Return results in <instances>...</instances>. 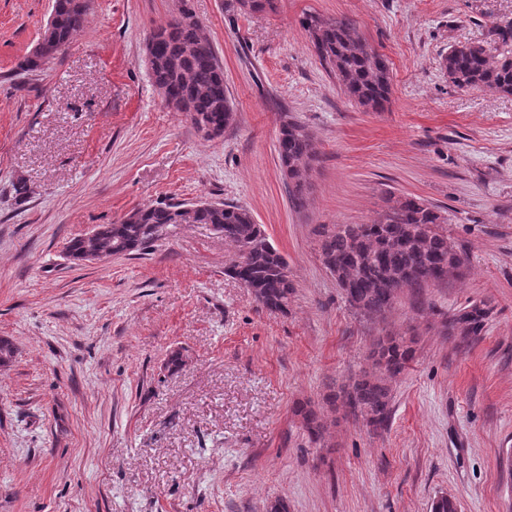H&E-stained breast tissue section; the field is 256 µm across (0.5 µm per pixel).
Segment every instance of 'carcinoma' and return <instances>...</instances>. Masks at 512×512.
<instances>
[{
  "label": "carcinoma",
  "instance_id": "carcinoma-1",
  "mask_svg": "<svg viewBox=\"0 0 512 512\" xmlns=\"http://www.w3.org/2000/svg\"><path fill=\"white\" fill-rule=\"evenodd\" d=\"M91 0H54L53 18L39 41L61 52L79 31ZM170 21L151 34L154 85L173 99L172 111L190 118L196 129L203 125L226 128L233 121L232 103L224 90V67L189 0H177ZM242 14L272 12L277 0H236ZM318 57L343 92L367 112H382L390 100L391 71L387 58L360 36L347 17L329 18L305 13L299 20ZM498 46L458 42L448 49L442 66L448 80L459 89L483 88L512 95V21L497 27ZM278 156L289 196L298 209L306 204V190L314 157L313 141L295 121L281 124ZM182 203L161 200L133 209V215L113 224L97 225L93 237H76L66 247L79 257L99 250L129 255L148 249L179 223L208 224L232 247L224 274L248 288L265 309L285 313L294 293L288 261L274 246L263 225L247 209L232 203L203 208L192 215L180 211ZM439 211L411 195H391L371 224H318L316 236L324 268L336 280L348 306L369 318H383L405 289L424 288L455 275L463 266L465 251L448 241ZM492 309L484 301H471L444 322L450 334L466 342L481 336ZM414 340L387 335L373 344L371 369L346 379L328 397L341 403L347 414L372 431L387 426L392 386L415 357ZM293 413L301 418L309 442L321 444L328 425L309 401H298Z\"/></svg>",
  "mask_w": 512,
  "mask_h": 512
}]
</instances>
